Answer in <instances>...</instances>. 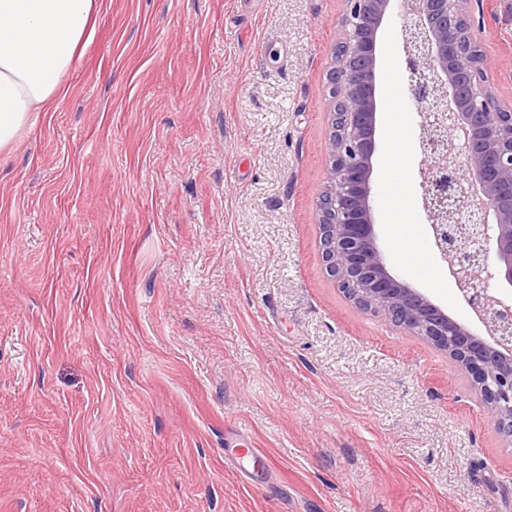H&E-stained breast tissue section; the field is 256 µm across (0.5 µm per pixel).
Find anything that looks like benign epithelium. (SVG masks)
Listing matches in <instances>:
<instances>
[{
	"label": "benign epithelium",
	"mask_w": 512,
	"mask_h": 512,
	"mask_svg": "<svg viewBox=\"0 0 512 512\" xmlns=\"http://www.w3.org/2000/svg\"><path fill=\"white\" fill-rule=\"evenodd\" d=\"M470 0H342L327 74L329 164L317 203L322 261L359 307L421 336L462 367L491 419L512 436V102L485 85L487 56ZM402 15L404 71L422 130L419 187L429 243L469 307L456 320L388 267L372 204L380 114L378 34Z\"/></svg>",
	"instance_id": "7a95c632"
}]
</instances>
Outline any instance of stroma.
Here are the masks:
<instances>
[{
  "label": "stroma",
  "mask_w": 512,
  "mask_h": 512,
  "mask_svg": "<svg viewBox=\"0 0 512 512\" xmlns=\"http://www.w3.org/2000/svg\"><path fill=\"white\" fill-rule=\"evenodd\" d=\"M341 9L102 0L63 94L0 153V512H512V441L470 376L325 272ZM470 9L512 102V0ZM401 25L381 31L377 230L460 319Z\"/></svg>",
  "instance_id": "1"
}]
</instances>
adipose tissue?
Wrapping results in <instances>:
<instances>
[{"mask_svg": "<svg viewBox=\"0 0 512 512\" xmlns=\"http://www.w3.org/2000/svg\"><path fill=\"white\" fill-rule=\"evenodd\" d=\"M101 0H0V151L61 95Z\"/></svg>", "mask_w": 512, "mask_h": 512, "instance_id": "adipose-tissue-1", "label": "adipose tissue"}]
</instances>
